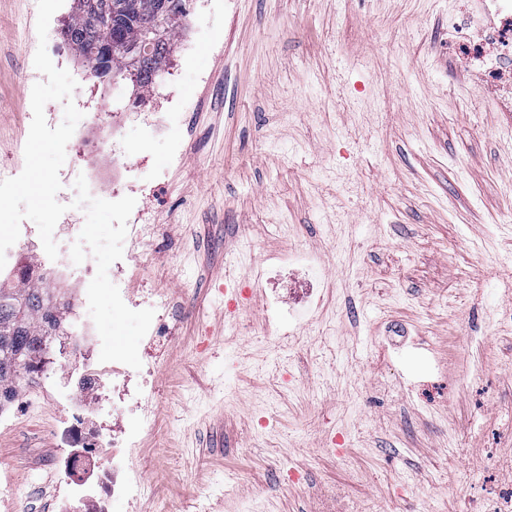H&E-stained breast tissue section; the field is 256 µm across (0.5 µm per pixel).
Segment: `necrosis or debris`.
<instances>
[{"mask_svg":"<svg viewBox=\"0 0 512 512\" xmlns=\"http://www.w3.org/2000/svg\"><path fill=\"white\" fill-rule=\"evenodd\" d=\"M481 8L494 14L496 21L482 29L480 39L468 38L458 22L450 24L448 38L457 43L462 57L473 66L480 86L512 90V0H481ZM22 249L18 243L8 252L6 267L10 273L32 287L54 279L65 291V303L87 308V296L69 293L68 288L95 275L94 258L74 264L64 246L49 263L23 258ZM120 294L128 306L155 311L147 333L145 360L137 370L119 362H100L101 339L92 324L70 337L67 352L71 368L54 378L61 415L52 433L62 456L45 464L58 512H109L113 500L139 505L147 497V464L140 444L156 424L160 402L153 382L156 348L172 338L173 314L169 297L156 289L143 288L134 295L124 288ZM321 299L316 281L308 278L306 266L300 263L293 270L292 287L286 293H274L272 305L287 307L296 317L316 308ZM498 455L504 481L473 502L474 512H512V448L499 449Z\"/></svg>","mask_w":512,"mask_h":512,"instance_id":"1","label":"necrosis or debris"}]
</instances>
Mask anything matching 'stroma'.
Listing matches in <instances>:
<instances>
[{"label": "stroma", "instance_id": "stroma-1", "mask_svg": "<svg viewBox=\"0 0 512 512\" xmlns=\"http://www.w3.org/2000/svg\"><path fill=\"white\" fill-rule=\"evenodd\" d=\"M469 0H190L176 80L149 99L53 56L85 110L65 168L100 170L155 226L141 278L174 300L143 444L161 506L467 512L512 419V112L448 41ZM37 0H0V169L24 167ZM122 140L121 160L101 144ZM307 256L314 316L268 304ZM290 332L288 348L269 329ZM41 417L0 429L21 498H50ZM482 473H474V462ZM305 472L282 486V471Z\"/></svg>", "mask_w": 512, "mask_h": 512}]
</instances>
